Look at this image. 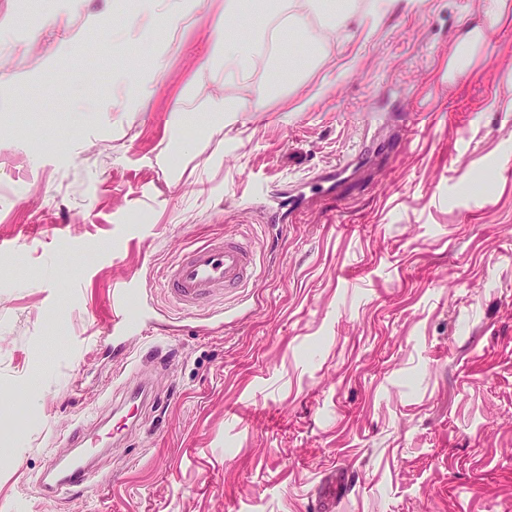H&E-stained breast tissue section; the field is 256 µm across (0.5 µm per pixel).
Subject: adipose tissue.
<instances>
[{
  "label": "adipose tissue",
  "instance_id": "1",
  "mask_svg": "<svg viewBox=\"0 0 512 512\" xmlns=\"http://www.w3.org/2000/svg\"><path fill=\"white\" fill-rule=\"evenodd\" d=\"M261 10L281 16L293 37L305 33L309 18H318L319 37L311 44L317 56L335 41L340 28L352 15L348 0H224V14L213 25L216 48L224 67L225 92L223 102L213 107L214 121L227 125L236 121L243 109L238 89L248 90L258 105L271 96L270 83L255 79L258 67L268 66L279 71L288 68L287 52H280L275 60L267 59L262 31L246 28L232 35L226 31L228 19Z\"/></svg>",
  "mask_w": 512,
  "mask_h": 512
}]
</instances>
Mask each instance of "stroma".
Here are the masks:
<instances>
[{
	"label": "stroma",
	"mask_w": 512,
	"mask_h": 512,
	"mask_svg": "<svg viewBox=\"0 0 512 512\" xmlns=\"http://www.w3.org/2000/svg\"><path fill=\"white\" fill-rule=\"evenodd\" d=\"M371 2L224 126V0L174 34L138 0H0V512H318L335 471V512H512V20L452 73L481 0ZM225 233L256 286L178 311L171 265ZM127 280L147 328L111 345ZM136 380L156 403L44 497L60 433ZM134 290L135 288H133L132 282L129 281L118 288L115 294H113V312L111 311V320L113 321L111 325L113 333L120 335L128 332L127 323L123 318L122 312L125 308L128 296L133 293ZM323 497L322 501L324 505L329 508L336 507V499L343 498L347 494V480L343 475L332 474L330 480H328L323 486Z\"/></svg>",
	"instance_id": "stroma-1"
}]
</instances>
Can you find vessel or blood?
<instances>
[{"label": "vessel or blood", "mask_w": 512, "mask_h": 512, "mask_svg": "<svg viewBox=\"0 0 512 512\" xmlns=\"http://www.w3.org/2000/svg\"><path fill=\"white\" fill-rule=\"evenodd\" d=\"M256 277V260L249 241L233 235L213 239L187 251L171 268L165 285L169 298L180 309L191 311L197 307L223 300L236 293ZM132 283H125L113 296L112 331L123 334L127 324L123 310ZM151 392L144 383L129 387L120 408L125 409L124 421L134 424L139 406L147 404ZM65 447L54 456L37 478V484L48 495L74 498L81 495L92 474L91 463L102 452L111 450V434L89 430L85 422H78L61 436Z\"/></svg>", "instance_id": "b4317fda"}]
</instances>
